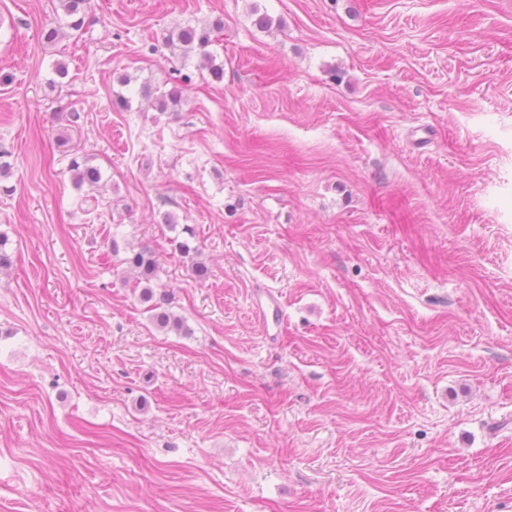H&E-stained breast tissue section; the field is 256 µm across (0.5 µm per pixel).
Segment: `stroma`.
<instances>
[{"instance_id":"stroma-1","label":"stroma","mask_w":512,"mask_h":512,"mask_svg":"<svg viewBox=\"0 0 512 512\" xmlns=\"http://www.w3.org/2000/svg\"><path fill=\"white\" fill-rule=\"evenodd\" d=\"M66 22L0 0V512H512V0ZM212 28L185 26L173 30L167 41V45L173 53H177L184 57L191 53H197L200 60L209 69L211 74L216 78L224 74L222 65L215 64L216 58L207 51L208 46L212 43ZM70 171L74 172V179L78 185L87 183L91 186L96 185L101 180L100 170L97 167L88 164L87 158L75 155L70 158ZM123 262L131 268L137 269L147 283L151 282L157 274L158 259L155 253L149 249H141L132 253Z\"/></svg>"}]
</instances>
